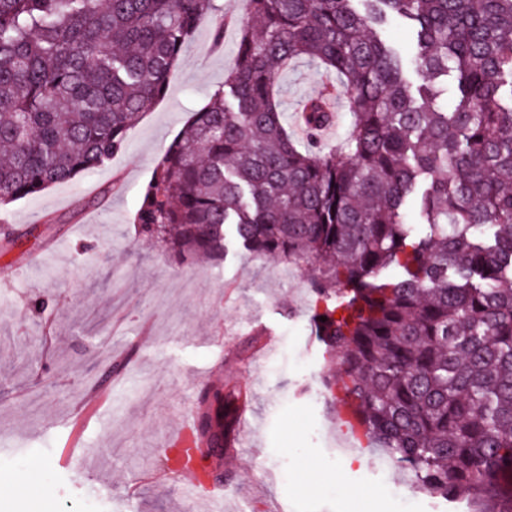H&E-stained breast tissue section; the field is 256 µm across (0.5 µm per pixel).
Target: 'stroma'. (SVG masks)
<instances>
[{
  "mask_svg": "<svg viewBox=\"0 0 512 512\" xmlns=\"http://www.w3.org/2000/svg\"><path fill=\"white\" fill-rule=\"evenodd\" d=\"M216 44L196 30L165 95L127 133L122 151L78 180L0 209V480L21 497L0 512H180L183 477L168 472L160 439L175 436L209 385L248 396V424L220 470L218 505L201 512H466L462 502L406 486L366 465L333 459L339 437L324 378L337 368L311 334L308 271L230 248L220 261L178 264L142 241L141 187L192 112L233 66L245 0H223ZM289 127L334 76L306 59L277 75ZM147 334L119 379L113 358ZM93 411L69 466L57 458L94 389Z\"/></svg>",
  "mask_w": 512,
  "mask_h": 512,
  "instance_id": "35a3bbf8",
  "label": "stroma"
}]
</instances>
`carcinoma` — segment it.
Listing matches in <instances>:
<instances>
[{
  "mask_svg": "<svg viewBox=\"0 0 512 512\" xmlns=\"http://www.w3.org/2000/svg\"><path fill=\"white\" fill-rule=\"evenodd\" d=\"M246 2L224 88L140 189L138 235L180 264L224 257L230 231L311 265V331L338 363L325 390L352 436L421 490L512 512V0ZM205 19L221 41L216 0H0V207L121 151ZM300 57L347 104L329 151L285 122L275 66ZM324 100L304 108L313 133ZM241 398L201 393L197 458L231 448Z\"/></svg>",
  "mask_w": 512,
  "mask_h": 512,
  "instance_id": "obj_1",
  "label": "carcinoma"
}]
</instances>
